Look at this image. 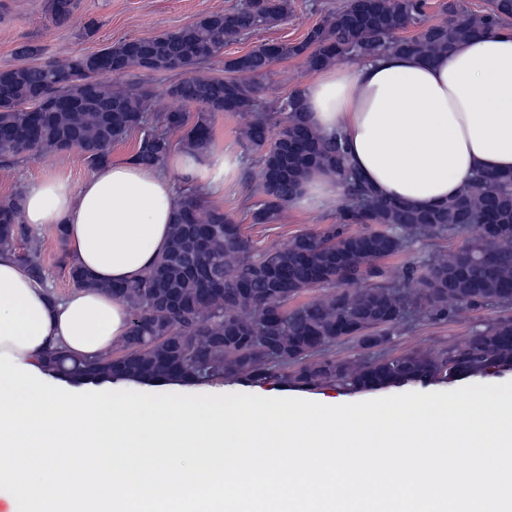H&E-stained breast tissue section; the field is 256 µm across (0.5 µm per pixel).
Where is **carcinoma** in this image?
Returning a JSON list of instances; mask_svg holds the SVG:
<instances>
[{"label": "carcinoma", "instance_id": "obj_1", "mask_svg": "<svg viewBox=\"0 0 512 512\" xmlns=\"http://www.w3.org/2000/svg\"><path fill=\"white\" fill-rule=\"evenodd\" d=\"M425 0H349L297 43H261L224 62L225 77L203 73L224 44L288 18L291 0H244L205 13L151 38L125 39L90 54L31 64L38 49H16L20 64L0 71V164L79 150L94 168L112 160V146L139 137L132 159L162 165L180 145L207 152L212 117L240 115L242 138L258 153L261 198L252 223L274 224L313 170L336 177L345 192L342 222L255 251L241 225L196 190L180 196L168 249L137 280L101 284L65 252L59 264L77 288L104 290L128 309L127 336L87 359L49 354L44 370L73 382L133 380L206 383L277 376L296 388L337 381L357 391L484 375L512 368V317L498 318L466 342L433 353L384 355L409 321H457L489 306L512 305V174H480L448 204L428 211L375 195L353 171L338 135L316 133L298 92L272 107L257 98L254 79L280 59L301 57L311 71L339 59L398 51L431 59L456 43L512 26V0H490L479 14L457 0L441 3L445 19L428 20ZM77 0H48V18H69ZM413 26L415 34L401 32ZM131 69L176 72L166 95L174 108L154 112V91L132 83L112 88ZM21 190L0 201V252L38 279L42 244L21 222ZM350 224L366 230L351 233ZM474 228L479 235L452 251L428 255L390 280L381 261L416 243ZM315 299L303 296L318 288ZM352 343L357 362L322 352Z\"/></svg>", "mask_w": 512, "mask_h": 512}]
</instances>
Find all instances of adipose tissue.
<instances>
[{"instance_id":"adipose-tissue-1","label":"adipose tissue","mask_w":512,"mask_h":512,"mask_svg":"<svg viewBox=\"0 0 512 512\" xmlns=\"http://www.w3.org/2000/svg\"><path fill=\"white\" fill-rule=\"evenodd\" d=\"M308 123L344 134L352 164L385 199L442 206L481 173L512 172V31L425 60L387 52L317 70L300 90ZM236 166L223 147L182 149L166 169L130 160L78 182L23 188L22 220L62 227L95 279L129 283L166 250L174 176L215 207ZM334 179L290 202L317 213ZM116 298L56 297L0 253V503L4 512H512V390L440 402L331 408L252 395L226 403L51 385L50 352L98 355L127 335ZM392 466L359 469L369 449ZM472 463L457 467L456 457Z\"/></svg>"}]
</instances>
